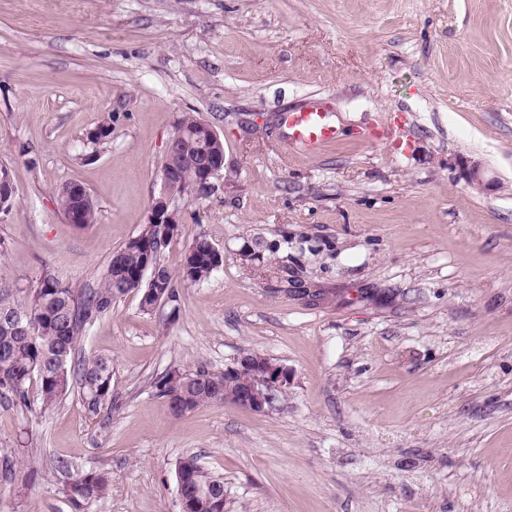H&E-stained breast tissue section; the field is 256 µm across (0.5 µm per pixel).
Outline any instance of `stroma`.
Wrapping results in <instances>:
<instances>
[{"label": "stroma", "instance_id": "stroma-1", "mask_svg": "<svg viewBox=\"0 0 512 512\" xmlns=\"http://www.w3.org/2000/svg\"><path fill=\"white\" fill-rule=\"evenodd\" d=\"M315 98L335 141L281 155L282 113ZM185 112L224 170L165 261L204 234L223 264L178 313L131 293L90 327L118 409L0 406V448L43 469L0 512H71L59 459L112 474L85 512H179L187 455L226 512H512V0H0V269L28 293L46 264L96 275L146 223ZM72 179L84 228L54 199ZM250 352L291 375L265 411L176 415L152 387ZM55 201L63 215L77 227L94 224L97 220V207L93 198L76 180L62 183L56 190Z\"/></svg>", "mask_w": 512, "mask_h": 512}]
</instances>
